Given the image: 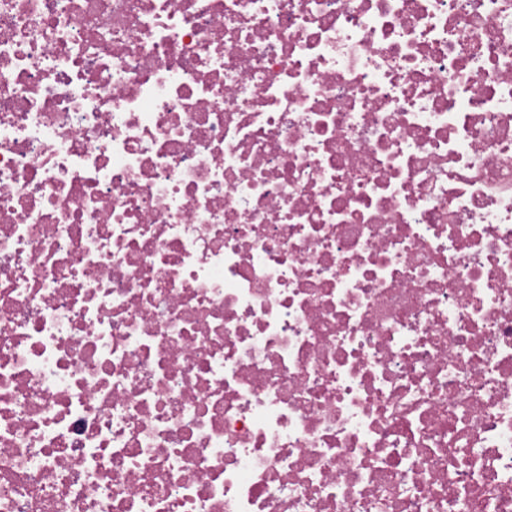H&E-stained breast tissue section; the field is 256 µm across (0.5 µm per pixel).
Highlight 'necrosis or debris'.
<instances>
[{
    "instance_id": "necrosis-or-debris-1",
    "label": "necrosis or debris",
    "mask_w": 512,
    "mask_h": 512,
    "mask_svg": "<svg viewBox=\"0 0 512 512\" xmlns=\"http://www.w3.org/2000/svg\"><path fill=\"white\" fill-rule=\"evenodd\" d=\"M0 512H512V0H0Z\"/></svg>"
}]
</instances>
